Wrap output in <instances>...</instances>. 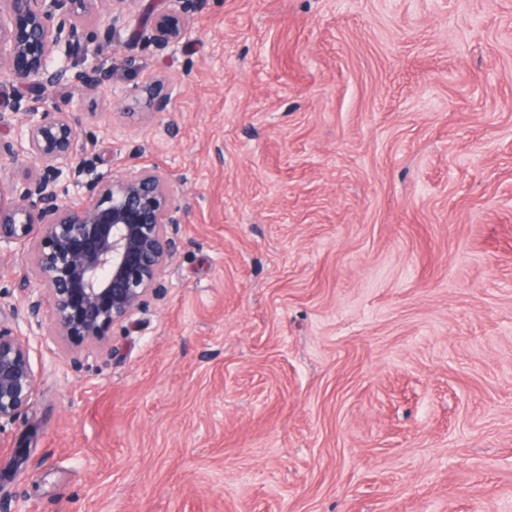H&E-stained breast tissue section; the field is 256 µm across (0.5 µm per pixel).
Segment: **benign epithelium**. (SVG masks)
Instances as JSON below:
<instances>
[{
    "label": "benign epithelium",
    "mask_w": 512,
    "mask_h": 512,
    "mask_svg": "<svg viewBox=\"0 0 512 512\" xmlns=\"http://www.w3.org/2000/svg\"><path fill=\"white\" fill-rule=\"evenodd\" d=\"M0 73L33 92L14 99L15 134L0 137V159L28 156L36 167L20 185L0 177V253L35 239L36 285L23 280L22 309L0 324V423H16L28 408L37 376L29 337L43 331L76 348L104 347L112 328L132 326L148 298H160L163 271L178 249L173 229L188 207L173 203L166 176L148 168L110 179H85L76 138L83 113L72 99L47 107L44 89L68 81L79 91L112 85V103L151 101L155 85L128 89L123 72L136 68L127 55L112 69L93 60L75 70L79 22L121 0H0ZM190 19L182 11L154 16L148 39L176 52L186 44ZM88 195L86 205L65 196Z\"/></svg>",
    "instance_id": "1"
}]
</instances>
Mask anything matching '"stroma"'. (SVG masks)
<instances>
[{
	"instance_id": "obj_1",
	"label": "stroma",
	"mask_w": 512,
	"mask_h": 512,
	"mask_svg": "<svg viewBox=\"0 0 512 512\" xmlns=\"http://www.w3.org/2000/svg\"><path fill=\"white\" fill-rule=\"evenodd\" d=\"M186 11L152 103L80 95L93 176L166 174V292L103 353L30 339L11 512H512V0H125ZM29 245L0 256L22 307ZM27 461L9 473L20 431Z\"/></svg>"
}]
</instances>
